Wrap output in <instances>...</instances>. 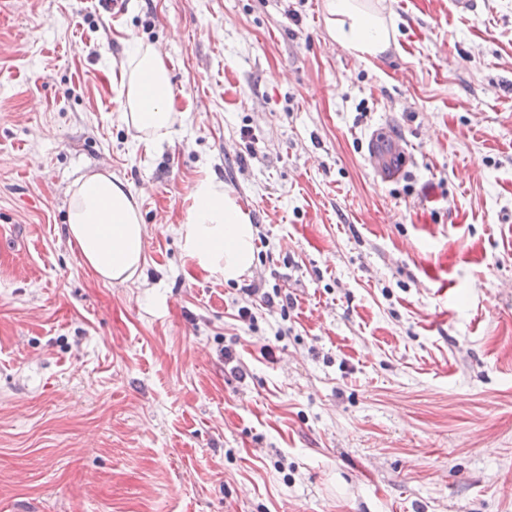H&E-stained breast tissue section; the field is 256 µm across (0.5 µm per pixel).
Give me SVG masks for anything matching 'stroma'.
Returning <instances> with one entry per match:
<instances>
[{
	"label": "stroma",
	"mask_w": 512,
	"mask_h": 512,
	"mask_svg": "<svg viewBox=\"0 0 512 512\" xmlns=\"http://www.w3.org/2000/svg\"><path fill=\"white\" fill-rule=\"evenodd\" d=\"M323 3L0 15V512H512V0H382L367 60ZM132 37L183 114L149 148L112 88ZM103 169L153 228L132 283L68 242ZM206 175L257 229L240 284L181 248Z\"/></svg>",
	"instance_id": "stroma-1"
}]
</instances>
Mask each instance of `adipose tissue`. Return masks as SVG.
<instances>
[{
  "label": "adipose tissue",
  "instance_id": "adipose-tissue-1",
  "mask_svg": "<svg viewBox=\"0 0 512 512\" xmlns=\"http://www.w3.org/2000/svg\"><path fill=\"white\" fill-rule=\"evenodd\" d=\"M324 9L329 36L345 49L376 57L395 40L394 26L375 0H325ZM112 82L119 88L123 119L136 145L162 140L179 121L170 72L156 46L129 41ZM189 199L180 229L184 252L201 269L225 281L238 283L251 276L256 228L223 182L200 178ZM66 233L97 278L117 284L139 278L151 228L143 221L137 198L119 177L90 172L76 179Z\"/></svg>",
  "mask_w": 512,
  "mask_h": 512
}]
</instances>
